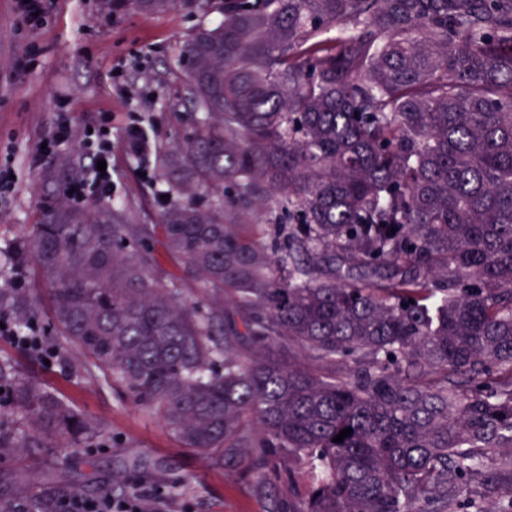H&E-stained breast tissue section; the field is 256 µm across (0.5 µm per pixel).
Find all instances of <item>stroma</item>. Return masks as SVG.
<instances>
[{
	"mask_svg": "<svg viewBox=\"0 0 512 512\" xmlns=\"http://www.w3.org/2000/svg\"><path fill=\"white\" fill-rule=\"evenodd\" d=\"M16 0H0V165L13 188L0 202V286L35 295L33 277L9 263L11 250L42 208L55 200L46 174L68 161L95 201L96 130L112 141V192L106 201L129 209L140 224L157 223L165 205L152 159L126 146L130 128L150 142L183 138L190 127L182 83L173 72L183 43L222 18V0H198L145 16L129 7L105 9L101 0H44L43 25H28ZM67 118L69 139L56 156L35 162L40 142ZM0 369L40 382L101 427L89 448L32 447L0 452V466L31 478L50 468L77 476L84 497L144 493L164 512H265L236 474L211 468L186 453L163 423L92 366L76 347L52 363L0 338Z\"/></svg>",
	"mask_w": 512,
	"mask_h": 512,
	"instance_id": "obj_1",
	"label": "stroma"
}]
</instances>
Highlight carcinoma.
<instances>
[{
	"label": "carcinoma",
	"mask_w": 512,
	"mask_h": 512,
	"mask_svg": "<svg viewBox=\"0 0 512 512\" xmlns=\"http://www.w3.org/2000/svg\"><path fill=\"white\" fill-rule=\"evenodd\" d=\"M223 12L177 61L191 131L155 145L159 223L59 198L14 247L49 291L43 343L77 346L269 512H512V0ZM1 307L43 314L5 288ZM1 381L35 432L12 450L100 436ZM79 494L0 470V512Z\"/></svg>",
	"instance_id": "carcinoma-1"
}]
</instances>
